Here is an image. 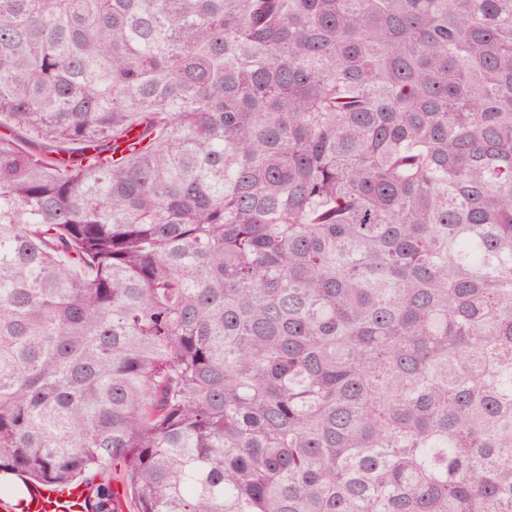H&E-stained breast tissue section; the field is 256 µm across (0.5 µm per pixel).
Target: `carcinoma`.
Segmentation results:
<instances>
[{
	"label": "carcinoma",
	"mask_w": 512,
	"mask_h": 512,
	"mask_svg": "<svg viewBox=\"0 0 512 512\" xmlns=\"http://www.w3.org/2000/svg\"><path fill=\"white\" fill-rule=\"evenodd\" d=\"M5 473L512 512V0H0Z\"/></svg>",
	"instance_id": "cac0c4a2"
}]
</instances>
